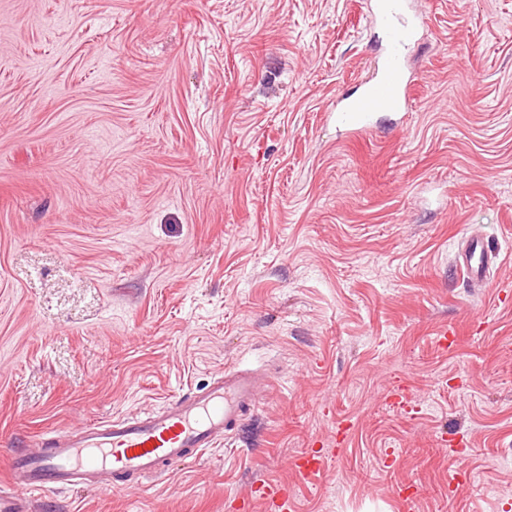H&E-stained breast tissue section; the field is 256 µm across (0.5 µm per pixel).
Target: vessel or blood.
Here are the masks:
<instances>
[{
	"mask_svg": "<svg viewBox=\"0 0 512 512\" xmlns=\"http://www.w3.org/2000/svg\"><path fill=\"white\" fill-rule=\"evenodd\" d=\"M373 20L384 38L374 72L361 93L342 99L332 115L352 136L371 130L378 113L402 111L411 100L406 56L424 20L411 13L410 0H374ZM498 257L494 243L473 234L465 240L456 269L464 281L483 288L490 284ZM270 382L257 370L228 369L210 386L156 412L47 434L35 451L9 448L0 512H32L27 496L35 492L86 485L112 494L127 491V477L159 476L170 461L216 447L241 426L257 408L261 387Z\"/></svg>",
	"mask_w": 512,
	"mask_h": 512,
	"instance_id": "vessel-or-blood-1",
	"label": "vessel or blood"
}]
</instances>
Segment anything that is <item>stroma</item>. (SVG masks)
<instances>
[{
	"instance_id": "stroma-1",
	"label": "stroma",
	"mask_w": 512,
	"mask_h": 512,
	"mask_svg": "<svg viewBox=\"0 0 512 512\" xmlns=\"http://www.w3.org/2000/svg\"><path fill=\"white\" fill-rule=\"evenodd\" d=\"M411 3L412 105L347 139L370 0H0V443L273 376L166 476L39 506L512 512V0ZM498 247L489 239L480 235H470L466 238L462 253L456 262V269L462 279L475 286L487 288L490 286V268L497 263Z\"/></svg>"
}]
</instances>
